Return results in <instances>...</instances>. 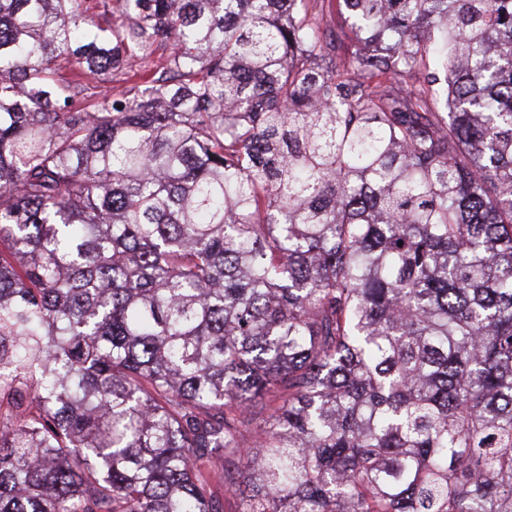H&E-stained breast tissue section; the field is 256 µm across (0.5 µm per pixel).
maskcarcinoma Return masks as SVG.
<instances>
[{
    "label": "carcinoma",
    "instance_id": "carcinoma-1",
    "mask_svg": "<svg viewBox=\"0 0 512 512\" xmlns=\"http://www.w3.org/2000/svg\"><path fill=\"white\" fill-rule=\"evenodd\" d=\"M231 454L237 512H512V0H0V512Z\"/></svg>",
    "mask_w": 512,
    "mask_h": 512
}]
</instances>
